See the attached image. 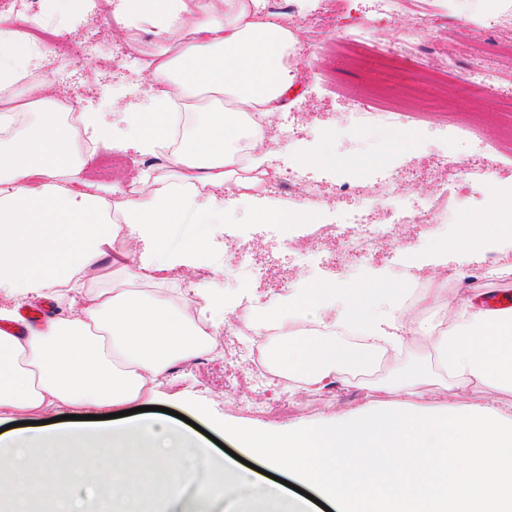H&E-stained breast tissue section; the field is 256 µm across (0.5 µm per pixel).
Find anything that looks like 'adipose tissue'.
Returning a JSON list of instances; mask_svg holds the SVG:
<instances>
[{
  "instance_id": "1",
  "label": "adipose tissue",
  "mask_w": 512,
  "mask_h": 512,
  "mask_svg": "<svg viewBox=\"0 0 512 512\" xmlns=\"http://www.w3.org/2000/svg\"><path fill=\"white\" fill-rule=\"evenodd\" d=\"M253 0H120L115 14L128 37L152 32L160 41L149 66L158 91L124 128L105 113L79 111L77 126L61 118L52 81L41 70L49 48L0 13V321L35 298L79 302L76 316H60L23 333L0 331V422L38 417L65 407H125L153 402L171 368L210 348L200 319L224 324V291L203 284L175 299L162 290L182 269H199L211 241L200 234L173 242V224H214L220 208L213 189L235 187L253 200L269 153L265 138L246 123L248 113L280 99L293 79L285 63L297 40L276 18H257ZM204 98L191 122L178 124L175 103ZM104 142L148 154L171 142V172L144 174L136 196L112 204L113 187L93 185L84 172L93 154L79 141ZM141 243L130 272L138 288H115L96 270L115 250L119 233ZM499 238L512 239V202L491 197L482 218H467L461 257ZM386 307L354 298L332 321L361 334L369 347L408 341L402 292L379 287ZM335 288L323 285L301 296L258 306L255 328L287 326L306 309L335 306ZM433 353L441 380L463 387L493 383L512 390V310H494L474 298L464 320L434 332ZM275 371L307 392L347 382L354 357L332 336L294 343L280 336L269 352ZM87 446L95 459L61 472L54 449ZM45 454L35 484H28L25 449ZM9 474L14 504L49 501L54 512H85L86 498L108 490L124 512H141L150 499H178L182 483L197 492L191 512L244 498L267 512H307L301 499L281 496L248 474L212 456L196 436L154 414L93 429L48 423L0 433V474Z\"/></svg>"
}]
</instances>
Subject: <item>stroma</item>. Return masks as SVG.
<instances>
[{
  "instance_id": "stroma-1",
  "label": "stroma",
  "mask_w": 512,
  "mask_h": 512,
  "mask_svg": "<svg viewBox=\"0 0 512 512\" xmlns=\"http://www.w3.org/2000/svg\"><path fill=\"white\" fill-rule=\"evenodd\" d=\"M431 10L430 24L415 56L408 58L399 72H390L385 62L357 47L327 52L317 64L295 68V79L283 97V105L266 119L264 138L271 151L267 195L288 211L304 210L317 215L319 223L334 222L338 213L352 207L353 197L326 198L311 203L301 195L281 194L276 179L287 163L319 156L323 151L336 154V165H315L311 172L332 184L348 182L368 190L377 176L398 171L408 193L426 201L435 193L440 171L436 166L440 155L455 146L454 127L467 123L481 126L493 150L487 163L496 171L492 181L473 185L463 192H449L448 221L437 230L426 231L412 224L393 228V240L375 245L373 260L349 267H335L320 260L289 258L283 241L287 233L305 234L311 226L301 220L289 224H257L251 217L252 205L239 201L237 195L221 190L216 201L224 207L223 250L241 246L275 272L260 279L244 280L231 268L216 265L213 283L224 291L234 314L249 311L258 304H269L282 296L301 293L305 289L329 284L336 286V304L348 301V289L366 288L378 283L405 288L406 278L419 275L447 280L450 325H458L462 304L482 290L511 289L512 272L489 280L475 279L478 267L493 259L512 262V241H500L488 252H480L468 260L451 252L450 244L462 233L461 217L483 211L491 193L512 196V151L499 150L504 131L512 126V112L507 101L512 98V58L502 51V41L512 37V25L486 10L483 0H408L406 6L390 16H378L371 10L370 0H343L340 9L324 14L317 0H304L307 19L291 20L302 47V57H309L316 38L334 34L336 29L372 24L380 38L399 37L409 28L420 6ZM69 0H54L45 9V21L58 38L77 46L93 42L97 55L86 64L75 66L68 81L57 83L58 96L74 106L90 107L100 112L119 107L134 111L154 91L155 83L146 69L136 70L132 81L121 74L128 67L118 49L125 43L122 30L113 25L110 9L100 0H84L80 12L69 9ZM483 28L479 51H472L474 38L470 21ZM449 67L463 74L477 67L491 75L489 89L474 94L456 83H449L453 111H446L439 99L421 81L423 70ZM358 94H372L376 99L395 103L400 113L395 121L381 125L355 127L350 118L351 99ZM138 154L123 153L99 147L86 178L117 186L138 179ZM241 348L240 337L227 342L225 352H214L176 366L169 374V385L161 389L159 404L174 410L194 423L201 416L192 402L206 405L226 423L253 421L268 426L278 425V418L259 412L258 403H270L285 394L279 384H270L246 394H236L226 386L225 362L234 361ZM433 352L425 332L417 334L395 356L380 367L368 371L365 387L339 385L334 390L317 393L290 394L300 410L297 420L318 423L334 414H348L381 399L379 383L394 374L412 369L434 371Z\"/></svg>"
}]
</instances>
